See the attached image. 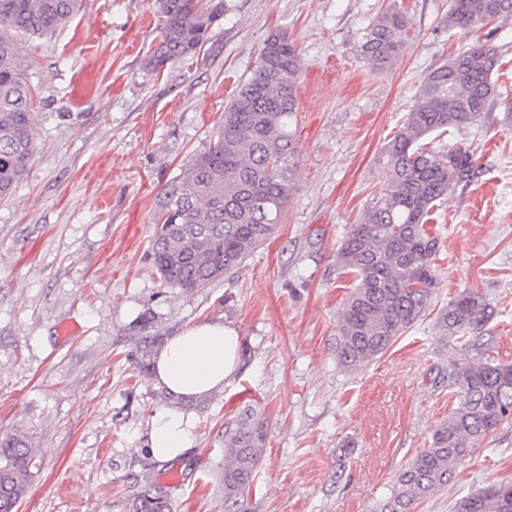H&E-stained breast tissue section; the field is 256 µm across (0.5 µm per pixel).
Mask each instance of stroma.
I'll return each instance as SVG.
<instances>
[{"instance_id": "stroma-1", "label": "stroma", "mask_w": 512, "mask_h": 512, "mask_svg": "<svg viewBox=\"0 0 512 512\" xmlns=\"http://www.w3.org/2000/svg\"><path fill=\"white\" fill-rule=\"evenodd\" d=\"M196 57L148 70L155 0H84L54 34L26 39L19 64L35 92L37 149L0 200V435L32 438L40 468L18 512H128L178 472L174 512H224V428L245 405L265 449L247 512H382L400 474L455 405L437 373L451 349L436 328L475 290L512 362V121L495 104L467 129L430 137L475 158L468 184L436 208L440 249L431 306L369 366L336 360L338 312L353 276L336 248L387 180L380 156L428 71L485 41L506 45L497 84L512 99V18L445 29L449 0H226ZM411 25L402 57L379 72L356 54L389 6ZM286 31L303 61L296 90V184L282 224L241 266L195 293L151 271L161 187L206 148L259 49ZM218 320L240 336L224 389L184 399L195 443L172 461L148 452L164 391L150 366L165 342ZM81 331L63 340L59 328ZM512 481V423L479 441L446 492L413 512H454Z\"/></svg>"}]
</instances>
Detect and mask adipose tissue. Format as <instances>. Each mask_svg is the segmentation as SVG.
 I'll return each instance as SVG.
<instances>
[{
	"instance_id": "adipose-tissue-1",
	"label": "adipose tissue",
	"mask_w": 512,
	"mask_h": 512,
	"mask_svg": "<svg viewBox=\"0 0 512 512\" xmlns=\"http://www.w3.org/2000/svg\"><path fill=\"white\" fill-rule=\"evenodd\" d=\"M239 335L219 321L197 323L171 336L155 361L158 384L182 397H199L223 389L237 369ZM193 443L188 417L174 409L158 413L150 434V452L172 460Z\"/></svg>"
}]
</instances>
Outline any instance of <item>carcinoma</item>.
Segmentation results:
<instances>
[{
    "instance_id": "carcinoma-1",
    "label": "carcinoma",
    "mask_w": 512,
    "mask_h": 512,
    "mask_svg": "<svg viewBox=\"0 0 512 512\" xmlns=\"http://www.w3.org/2000/svg\"><path fill=\"white\" fill-rule=\"evenodd\" d=\"M80 0H0V197L29 173L35 152L33 92L19 67L17 36H44L67 25ZM224 0H157L159 42L145 59L153 71L192 59L224 17ZM512 17V0H451L444 27ZM408 15L389 7L365 29L357 55L381 72L401 57ZM501 48L484 42L454 54L422 79L407 117L387 143V184L351 226L336 250V266L355 283L339 315L336 358L347 370L382 356L429 307L437 278L431 261L438 240L427 217L453 189L470 181L475 159L462 146L425 148L437 131L465 129L491 111L499 96L493 76ZM302 61L288 34L274 31L255 68L224 107L210 144L195 153L159 192L151 240L153 272L174 288H206L238 268L281 223L295 187L297 150L290 120ZM495 313L486 296H457L437 318L455 354L441 370L457 401L433 430L384 505L412 506L448 487L477 442L512 420V364L480 343ZM262 423L246 406L224 431V512H240L264 447ZM40 463L20 434L0 438V512H18ZM130 512H173L169 488L158 484L135 497ZM454 512H512V482L458 500Z\"/></svg>"
}]
</instances>
